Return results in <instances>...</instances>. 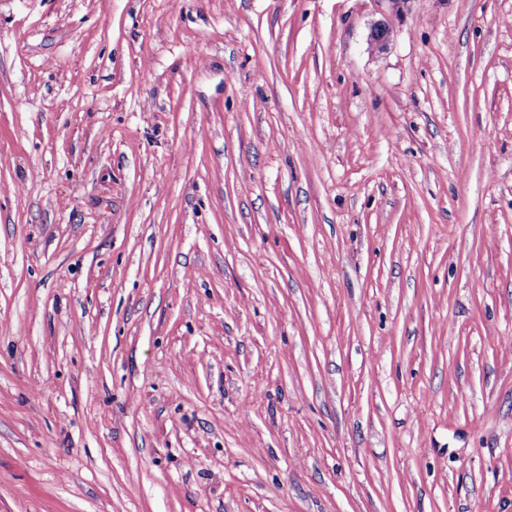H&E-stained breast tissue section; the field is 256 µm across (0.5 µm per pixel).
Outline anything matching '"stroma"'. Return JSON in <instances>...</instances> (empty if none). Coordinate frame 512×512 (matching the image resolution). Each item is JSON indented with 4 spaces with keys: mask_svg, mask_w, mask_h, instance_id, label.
I'll return each instance as SVG.
<instances>
[{
    "mask_svg": "<svg viewBox=\"0 0 512 512\" xmlns=\"http://www.w3.org/2000/svg\"><path fill=\"white\" fill-rule=\"evenodd\" d=\"M0 512H512V0H0Z\"/></svg>",
    "mask_w": 512,
    "mask_h": 512,
    "instance_id": "1",
    "label": "stroma"
}]
</instances>
